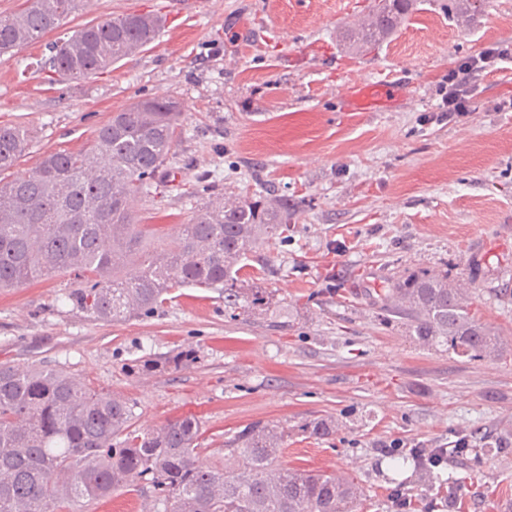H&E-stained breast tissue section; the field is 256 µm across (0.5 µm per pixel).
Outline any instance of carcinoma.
I'll return each instance as SVG.
<instances>
[{
  "label": "carcinoma",
  "instance_id": "cac0c4a2",
  "mask_svg": "<svg viewBox=\"0 0 512 512\" xmlns=\"http://www.w3.org/2000/svg\"><path fill=\"white\" fill-rule=\"evenodd\" d=\"M81 0H26L0 16V54L22 50L79 10ZM413 0H374L372 22L349 37L374 45L405 23ZM162 17L127 13L85 25L50 46L49 67L84 79L112 69L159 37ZM182 103L144 97L95 132L87 150L45 155L34 173L0 179V289L56 273L79 285L69 299L97 320L153 315L176 285L224 290V306H256L263 297L236 288L242 263L260 245L288 241L297 203L279 195L205 199L180 237L165 246L158 224H143L131 201L148 192L181 134ZM28 129L0 124V174L29 147ZM383 310L410 322L416 340L469 359L496 358L503 340L471 309L448 274L413 272L386 283ZM198 418L144 430L127 401L55 366L0 365V512H70L81 500L124 489H152L153 512H359L364 493L336 475L286 468L278 459L288 429L255 422L224 441V461H199Z\"/></svg>",
  "mask_w": 512,
  "mask_h": 512
}]
</instances>
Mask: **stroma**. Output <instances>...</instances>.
Here are the masks:
<instances>
[{"label":"stroma","instance_id":"1","mask_svg":"<svg viewBox=\"0 0 512 512\" xmlns=\"http://www.w3.org/2000/svg\"><path fill=\"white\" fill-rule=\"evenodd\" d=\"M416 0L378 47L353 52L345 32L372 0H83L23 50L0 56V122L33 139L11 177L43 156L87 147L112 113L138 97H174L182 133L152 192L131 207L169 239L191 216L198 175L215 200L270 191L299 208L286 245L259 248L240 287L264 301L229 309L214 289L174 288L153 316L103 322L68 299L63 273L0 290V363H47L124 396L134 422L157 428L193 415L203 462L254 422L280 424L282 466L344 471L367 491L364 512H388L400 489L424 512H512V62L473 77L474 114L439 121L440 90L466 58L512 43V0ZM132 12L164 15L159 39L110 73L48 83L37 60L73 30ZM412 91L379 112H343L360 79ZM465 283L501 357L468 360L423 346L406 320L385 316L370 289L417 269ZM184 355L181 367L143 360ZM336 428L319 438L304 423ZM482 442L419 482L405 456L447 448L470 428Z\"/></svg>","mask_w":512,"mask_h":512}]
</instances>
